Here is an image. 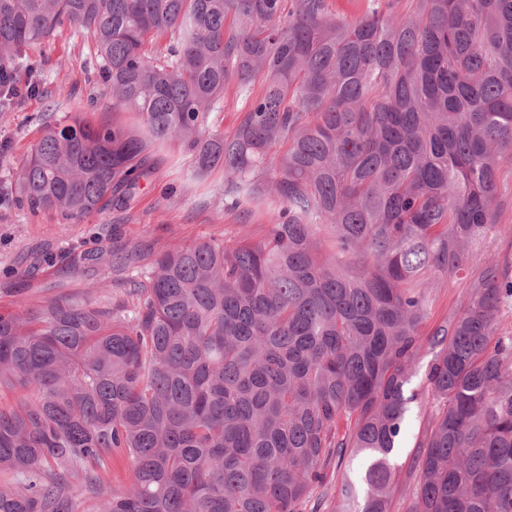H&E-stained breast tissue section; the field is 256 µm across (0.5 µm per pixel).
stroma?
Instances as JSON below:
<instances>
[{
    "instance_id": "stroma-1",
    "label": "stroma",
    "mask_w": 512,
    "mask_h": 512,
    "mask_svg": "<svg viewBox=\"0 0 512 512\" xmlns=\"http://www.w3.org/2000/svg\"><path fill=\"white\" fill-rule=\"evenodd\" d=\"M97 49L87 32L64 29L49 42L27 47L21 79H34L35 93L14 105L8 123H0V311H16L18 294L31 297L67 295L87 289L118 296L122 290L108 264H89L85 253L109 248L112 242L143 244L160 252L176 244L203 239L237 238L248 229L252 238L263 236L280 207L276 199L238 208L224 204V171L217 168L200 180H189L193 155L174 149L160 155L150 182L130 207H111L81 218H67L54 211L38 214L16 203L10 189L16 163L40 139L46 126L83 113L93 123L129 122L126 113L113 111L103 88L87 68ZM70 95L60 98L58 87ZM23 278L12 277V270ZM470 287L465 274L442 278L430 300V319L439 321L457 311ZM418 395L410 411L405 446L396 458L400 472H407L413 445L427 423L425 405L432 399L423 377H414Z\"/></svg>"
}]
</instances>
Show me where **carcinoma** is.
<instances>
[{"instance_id":"cac0c4a2","label":"carcinoma","mask_w":512,"mask_h":512,"mask_svg":"<svg viewBox=\"0 0 512 512\" xmlns=\"http://www.w3.org/2000/svg\"><path fill=\"white\" fill-rule=\"evenodd\" d=\"M65 27L93 37L112 109L78 114L18 163L14 194L67 217L128 206L178 145L224 169L239 207L275 196L265 235L83 260L122 296L0 314V512H305L329 468L336 512H389L423 351L441 404L401 491L410 512H512L509 265L475 248L512 169V0H0V63ZM164 38L163 51L146 45ZM261 82L262 91L254 93ZM232 136L208 114L228 89ZM474 277L422 332L438 278ZM134 482L106 487L112 453Z\"/></svg>"}]
</instances>
